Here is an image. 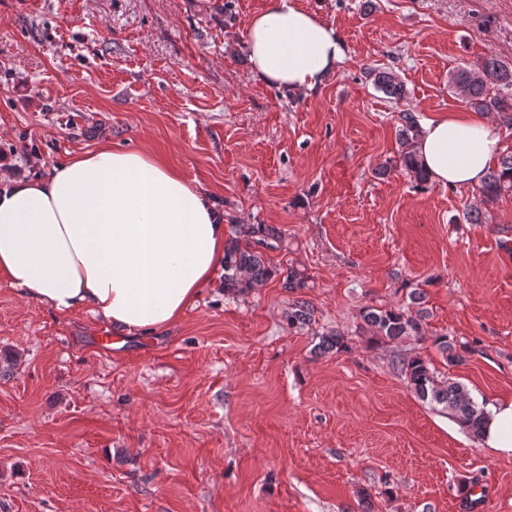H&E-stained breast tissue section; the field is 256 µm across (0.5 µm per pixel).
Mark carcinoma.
<instances>
[{
    "label": "carcinoma",
    "mask_w": 512,
    "mask_h": 512,
    "mask_svg": "<svg viewBox=\"0 0 512 512\" xmlns=\"http://www.w3.org/2000/svg\"><path fill=\"white\" fill-rule=\"evenodd\" d=\"M369 76L373 77L375 88L387 97L399 99L404 95L405 89L393 72L372 70ZM449 86L468 107L480 112L500 113L505 121L512 123V62L491 55L476 64H464L450 76ZM397 119L400 162L414 180L425 183L428 177L415 155V144L421 132L418 116L402 111ZM479 192L481 205L470 207L464 214L470 224L484 223L487 216L485 206L498 200L501 195L512 192V154L502 157L498 167L488 170ZM250 234L256 237L255 241L243 242L235 236L224 242V290L227 292L243 294L273 275V269L257 247H273V243L281 239L280 230L260 224L251 228ZM361 316L370 332L390 341L424 336L420 311L412 313L400 308L366 306ZM312 317L310 305L297 301L288 307L286 320L288 327L301 329L311 323ZM433 344L450 366L462 364L465 354L469 353L465 346L457 350L456 344L446 336L434 337ZM318 349L324 353L338 354L349 352L351 346L344 336L328 332L320 335ZM401 372L419 399L443 406L473 437H482L486 412L471 398L464 385L450 378L437 380L435 371L419 355L402 361Z\"/></svg>",
    "instance_id": "obj_1"
}]
</instances>
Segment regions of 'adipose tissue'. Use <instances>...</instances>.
<instances>
[{
    "instance_id": "1",
    "label": "adipose tissue",
    "mask_w": 512,
    "mask_h": 512,
    "mask_svg": "<svg viewBox=\"0 0 512 512\" xmlns=\"http://www.w3.org/2000/svg\"><path fill=\"white\" fill-rule=\"evenodd\" d=\"M252 72L283 90L320 84L344 58L337 30L297 0H270L247 28ZM503 148L496 123L427 121L416 154L430 180L478 186ZM224 212L163 160L100 145L46 178L0 167V275L60 312L90 310L128 335L176 325L224 260ZM486 448L512 456V400L492 405Z\"/></svg>"
}]
</instances>
